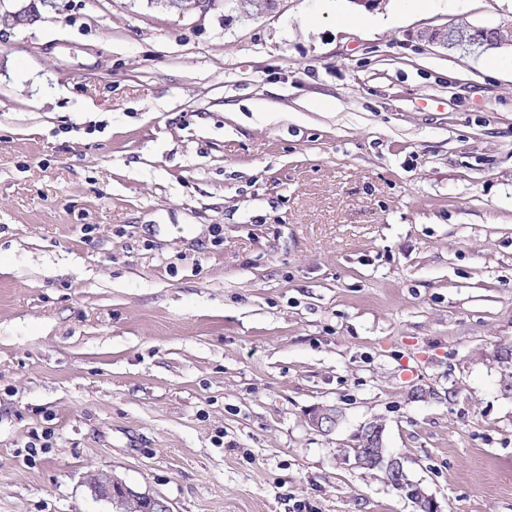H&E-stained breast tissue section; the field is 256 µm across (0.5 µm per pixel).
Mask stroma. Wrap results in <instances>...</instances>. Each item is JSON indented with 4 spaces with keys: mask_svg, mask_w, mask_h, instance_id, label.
<instances>
[{
    "mask_svg": "<svg viewBox=\"0 0 512 512\" xmlns=\"http://www.w3.org/2000/svg\"><path fill=\"white\" fill-rule=\"evenodd\" d=\"M505 347L512 0L0 25V512H110L95 470L173 512H414L353 465L375 419L439 512H512ZM501 29L502 28H486V29H473L464 31L459 27H440L432 29L425 33L424 37L433 44L448 48L452 46L462 45L466 39L467 34L470 35L469 42H477L480 37L484 38L488 42H494L501 40ZM477 36V37H476ZM342 416V409L338 406H317L310 409L308 420L310 425L315 429L330 432L339 424Z\"/></svg>",
    "mask_w": 512,
    "mask_h": 512,
    "instance_id": "obj_1",
    "label": "stroma"
}]
</instances>
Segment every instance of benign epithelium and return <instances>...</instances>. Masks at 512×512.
Wrapping results in <instances>:
<instances>
[{
    "instance_id": "1",
    "label": "benign epithelium",
    "mask_w": 512,
    "mask_h": 512,
    "mask_svg": "<svg viewBox=\"0 0 512 512\" xmlns=\"http://www.w3.org/2000/svg\"><path fill=\"white\" fill-rule=\"evenodd\" d=\"M488 42L501 40V28L474 29L472 33L454 27L435 28L425 33V38L439 46H459L466 41L476 42L478 38ZM342 409L335 405L317 406L310 409L308 420L319 431L329 432L340 422ZM364 437L362 447L354 454V467L360 469H385L392 473L394 487L412 502L416 512H437L431 496L420 484L409 479L401 458L386 453L383 430L368 423L361 429ZM87 485L96 499L112 504L115 512H172L168 500L160 495L138 492L112 474L104 471L91 473Z\"/></svg>"
}]
</instances>
